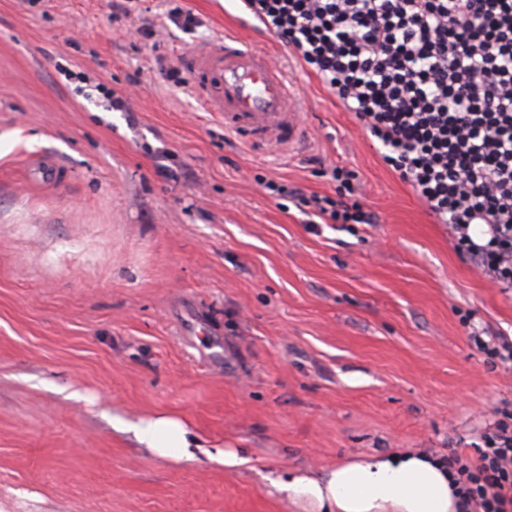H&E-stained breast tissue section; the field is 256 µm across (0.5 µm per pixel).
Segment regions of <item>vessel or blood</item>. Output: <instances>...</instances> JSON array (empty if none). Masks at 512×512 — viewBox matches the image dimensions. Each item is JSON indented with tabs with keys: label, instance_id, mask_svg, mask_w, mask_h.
Returning a JSON list of instances; mask_svg holds the SVG:
<instances>
[{
	"label": "vessel or blood",
	"instance_id": "1",
	"mask_svg": "<svg viewBox=\"0 0 512 512\" xmlns=\"http://www.w3.org/2000/svg\"><path fill=\"white\" fill-rule=\"evenodd\" d=\"M184 66L193 77L199 108L223 118L225 129L247 146L289 155L308 142L304 102L264 48L228 31L189 51Z\"/></svg>",
	"mask_w": 512,
	"mask_h": 512
}]
</instances>
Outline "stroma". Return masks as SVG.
Wrapping results in <instances>:
<instances>
[{"instance_id": "1", "label": "stroma", "mask_w": 512, "mask_h": 512, "mask_svg": "<svg viewBox=\"0 0 512 512\" xmlns=\"http://www.w3.org/2000/svg\"><path fill=\"white\" fill-rule=\"evenodd\" d=\"M197 21L183 27L167 12ZM230 0H0V512H291L266 477L349 454L474 455L512 405V289L455 250L378 144L264 35L307 105L291 157L198 109L183 53ZM129 111H108L107 96ZM58 158L62 184L30 159ZM374 224H311L263 180L335 195ZM199 311L234 366L187 346ZM173 416L235 469L160 457L123 425ZM478 344L482 350L488 355L498 358L503 364L512 363V338L510 340L506 336H500L497 341H489L481 343L478 340Z\"/></svg>"}]
</instances>
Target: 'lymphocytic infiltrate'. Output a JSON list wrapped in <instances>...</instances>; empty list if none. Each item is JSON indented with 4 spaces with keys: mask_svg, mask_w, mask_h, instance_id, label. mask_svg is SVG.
<instances>
[{
    "mask_svg": "<svg viewBox=\"0 0 512 512\" xmlns=\"http://www.w3.org/2000/svg\"><path fill=\"white\" fill-rule=\"evenodd\" d=\"M265 30L383 146L454 247L512 288V0H246ZM336 196L268 180L325 224H372L353 171ZM476 458L450 450L471 512H512V426L495 421Z\"/></svg>",
    "mask_w": 512,
    "mask_h": 512,
    "instance_id": "f902f5d3",
    "label": "lymphocytic infiltrate"
}]
</instances>
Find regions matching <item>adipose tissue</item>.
Instances as JSON below:
<instances>
[{
    "label": "adipose tissue",
    "instance_id": "ef3b65f1",
    "mask_svg": "<svg viewBox=\"0 0 512 512\" xmlns=\"http://www.w3.org/2000/svg\"><path fill=\"white\" fill-rule=\"evenodd\" d=\"M161 457L195 459L201 441L180 420L158 415L129 424ZM294 512H463L443 459L407 449L355 455L316 470L268 476Z\"/></svg>",
    "mask_w": 512,
    "mask_h": 512
}]
</instances>
